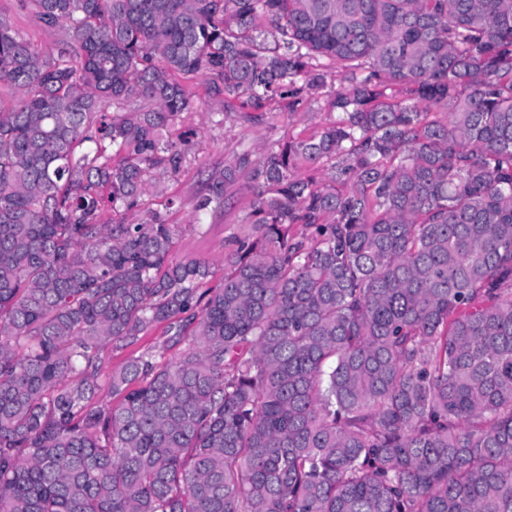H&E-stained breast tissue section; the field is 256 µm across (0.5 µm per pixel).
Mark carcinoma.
Here are the masks:
<instances>
[{
  "mask_svg": "<svg viewBox=\"0 0 512 512\" xmlns=\"http://www.w3.org/2000/svg\"><path fill=\"white\" fill-rule=\"evenodd\" d=\"M24 2L65 31L0 21V512H512V0ZM198 74L291 111L339 82L211 171L200 210L254 189L217 288L163 214L102 221L180 171ZM156 322L178 356L96 399ZM19 1L0 0V17L7 20L11 29L27 40L36 51L42 54L55 51L62 38L63 27L41 26ZM165 338L164 324H157L148 328L138 341L124 349H105L102 354L105 372L119 371L130 357L138 356L145 349L160 345Z\"/></svg>",
  "mask_w": 512,
  "mask_h": 512,
  "instance_id": "1",
  "label": "carcinoma"
}]
</instances>
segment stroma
<instances>
[{"mask_svg": "<svg viewBox=\"0 0 512 512\" xmlns=\"http://www.w3.org/2000/svg\"><path fill=\"white\" fill-rule=\"evenodd\" d=\"M0 18L40 53L55 51L62 28H48L36 22L19 0H0ZM191 107L173 127V134L191 129L195 135L181 170L166 177L162 193L145 196L141 205L127 212L126 221L147 220L152 212L163 213L177 227L171 255L174 259H199L220 264L228 239L237 233L250 211L252 190L247 183L235 186L223 208L197 211L198 200L207 191L209 173L232 160L236 153L260 148L276 138H289L316 132L329 118L323 101L317 100L299 112H289L287 101L277 99L262 108V117L250 120V107L234 102L225 111L224 97L215 89L211 76L200 75L186 82ZM225 112L222 125H214L211 115Z\"/></svg>", "mask_w": 512, "mask_h": 512, "instance_id": "obj_1", "label": "stroma"}]
</instances>
